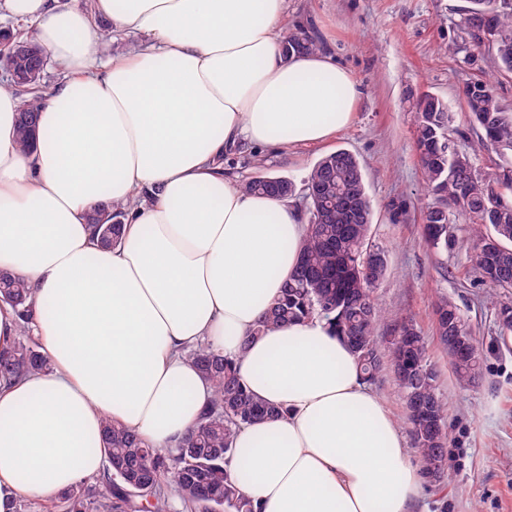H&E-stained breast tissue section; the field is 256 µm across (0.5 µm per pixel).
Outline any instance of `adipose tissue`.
I'll list each match as a JSON object with an SVG mask.
<instances>
[{
    "instance_id": "1",
    "label": "adipose tissue",
    "mask_w": 512,
    "mask_h": 512,
    "mask_svg": "<svg viewBox=\"0 0 512 512\" xmlns=\"http://www.w3.org/2000/svg\"><path fill=\"white\" fill-rule=\"evenodd\" d=\"M0 0L34 24L64 73L18 149V99L0 89V270L32 290V319L0 301V350L29 325L50 368L0 387V512L96 476L115 421L176 447L212 397L187 350L232 360L282 415L245 426L231 472L256 512H410L421 475L400 424L319 318L258 319L294 272L307 226L294 200L257 195L223 157L321 144L359 89L322 52L284 56L286 0ZM137 36L95 63L97 18ZM125 206L120 243L87 222Z\"/></svg>"
}]
</instances>
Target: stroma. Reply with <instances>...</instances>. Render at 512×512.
<instances>
[{
    "label": "stroma",
    "instance_id": "35a3bbf8",
    "mask_svg": "<svg viewBox=\"0 0 512 512\" xmlns=\"http://www.w3.org/2000/svg\"><path fill=\"white\" fill-rule=\"evenodd\" d=\"M286 28L301 31L333 55L356 80L355 119L326 144L266 155L241 148L225 158L240 179L268 173L303 186L324 155L345 149L360 161L372 202V239L387 255L376 288L383 318L378 335H391L395 317L430 337L429 355L439 371L438 390L448 403V464L443 491L425 488L413 512H512V344L498 346L495 312L512 299L503 289L479 284L468 262L467 224L456 226L455 251L440 253L422 236L423 213L436 198L425 187L415 147L419 99L432 95L454 112L463 136L457 149L487 171L497 155L469 128L465 86L479 73L494 76L500 103L512 110V74L499 72L492 52L481 49L477 65L448 54L464 47L460 11L466 0H287ZM445 296L462 310L484 350L481 376L459 387L448 358L434 343V302Z\"/></svg>",
    "mask_w": 512,
    "mask_h": 512
}]
</instances>
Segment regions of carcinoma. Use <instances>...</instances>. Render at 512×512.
<instances>
[{"mask_svg": "<svg viewBox=\"0 0 512 512\" xmlns=\"http://www.w3.org/2000/svg\"><path fill=\"white\" fill-rule=\"evenodd\" d=\"M460 27L469 45L484 48L481 38L489 28L499 70L512 73V0H468ZM22 40L10 29H0V55L11 56L16 70L28 62L12 56ZM319 49L308 35L290 31L283 37L285 55ZM48 70L36 78H8L0 88L19 100L16 143L26 152L37 141V117L42 100L50 93ZM463 96L469 123L482 131L481 143L496 147L498 162L487 172L478 171L470 156L456 149L441 153L432 147L434 138L452 132L453 115L437 97L425 96L415 113V144L425 186L439 198L426 210L425 241L439 251L456 246L455 224H469L472 268L485 281L491 263L507 265L505 278L488 283L491 288H512V113L501 106L492 80L478 79L466 86ZM245 190L271 197L296 194L295 183L285 176L258 174L243 182ZM308 223L300 260L280 294L255 330H265L319 317L356 355L365 383L380 375L381 360H387L405 405V426L413 450L425 464L435 467L442 479L448 468V402L438 393L437 377L429 360L426 337L411 320L395 325V335L376 334L381 313L375 290L385 274V252L375 247L373 262L367 248L371 242L372 206L362 166L351 152L338 149L323 156L304 183ZM124 207L106 201L92 210L89 220L101 243L114 246L120 240ZM0 298L26 311L31 305L27 284L7 274L0 275ZM441 324L435 339L448 354V366L456 380L468 386L482 372L483 358L465 317L446 297L434 304ZM499 339L512 335V303L499 304L496 313ZM465 330L467 347L460 352L448 347V325ZM188 357L212 387L213 398L178 446L159 450L147 446L130 428L111 421L103 429L106 478L102 485L80 483L57 496L59 512H255L253 500L230 471L237 431L258 420L280 414L273 406L256 400L224 355L202 345ZM50 363L22 329L8 351H0V382H11L31 372L45 371Z\"/></svg>", "mask_w": 512, "mask_h": 512, "instance_id": "carcinoma-1", "label": "carcinoma"}]
</instances>
